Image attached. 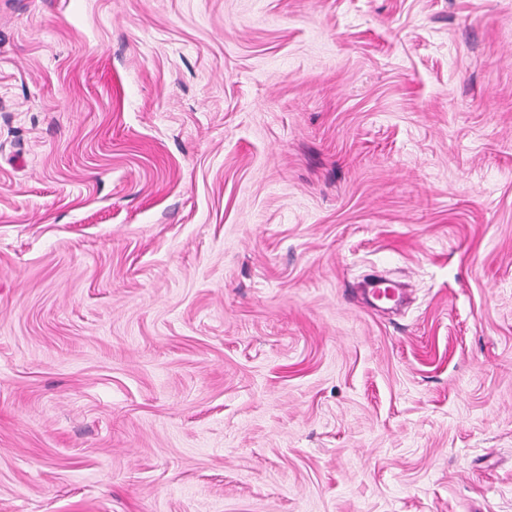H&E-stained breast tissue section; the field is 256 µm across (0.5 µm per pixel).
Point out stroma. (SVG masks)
Segmentation results:
<instances>
[{"label": "stroma", "mask_w": 512, "mask_h": 512, "mask_svg": "<svg viewBox=\"0 0 512 512\" xmlns=\"http://www.w3.org/2000/svg\"><path fill=\"white\" fill-rule=\"evenodd\" d=\"M0 512H512V0H0Z\"/></svg>", "instance_id": "35a3bbf8"}]
</instances>
